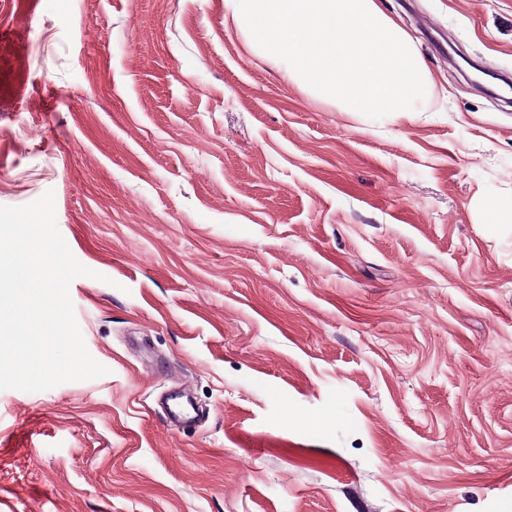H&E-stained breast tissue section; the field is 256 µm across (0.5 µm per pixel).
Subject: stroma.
Here are the masks:
<instances>
[{
  "label": "stroma",
  "instance_id": "1",
  "mask_svg": "<svg viewBox=\"0 0 512 512\" xmlns=\"http://www.w3.org/2000/svg\"><path fill=\"white\" fill-rule=\"evenodd\" d=\"M412 118L229 0H0V205L55 194L108 373L0 390V512H512V0H382ZM181 387L203 409L170 429ZM482 209L489 224L512 223V200L507 202L482 201Z\"/></svg>",
  "mask_w": 512,
  "mask_h": 512
}]
</instances>
